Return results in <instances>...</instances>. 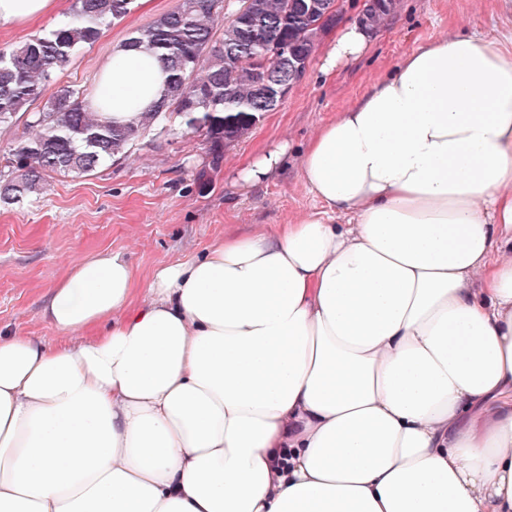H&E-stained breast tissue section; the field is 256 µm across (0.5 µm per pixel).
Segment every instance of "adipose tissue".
<instances>
[{
	"mask_svg": "<svg viewBox=\"0 0 512 512\" xmlns=\"http://www.w3.org/2000/svg\"><path fill=\"white\" fill-rule=\"evenodd\" d=\"M340 28L320 70L366 55ZM127 90L168 74L117 47ZM323 203L149 277L73 261L50 345L0 334V512H512V45L420 46L323 123Z\"/></svg>",
	"mask_w": 512,
	"mask_h": 512,
	"instance_id": "ef3b65f1",
	"label": "adipose tissue"
}]
</instances>
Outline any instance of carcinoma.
Wrapping results in <instances>:
<instances>
[{
  "mask_svg": "<svg viewBox=\"0 0 512 512\" xmlns=\"http://www.w3.org/2000/svg\"><path fill=\"white\" fill-rule=\"evenodd\" d=\"M338 0H251L248 14L224 21L223 0H178L170 11L129 38L159 53L168 72L163 99L130 125L103 123L92 103L104 108L111 96L100 88L60 85L64 70L103 26L126 16L134 0H74L67 20L34 34L10 50L0 49V126L10 127L29 113L25 131L11 143L0 165V205L11 206L46 192L45 176L81 177L101 164L121 159L147 132L169 133L158 122L184 120L186 132L210 143L208 168L224 160V145L249 134L269 111L258 85L269 78L293 86L301 80L285 63L265 64L270 44L294 58L311 57L318 34L333 27Z\"/></svg>",
  "mask_w": 512,
  "mask_h": 512,
  "instance_id": "1",
  "label": "carcinoma"
}]
</instances>
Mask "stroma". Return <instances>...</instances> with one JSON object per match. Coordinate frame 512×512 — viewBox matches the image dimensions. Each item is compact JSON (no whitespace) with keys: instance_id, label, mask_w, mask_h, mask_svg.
<instances>
[{"instance_id":"obj_1","label":"stroma","mask_w":512,"mask_h":512,"mask_svg":"<svg viewBox=\"0 0 512 512\" xmlns=\"http://www.w3.org/2000/svg\"><path fill=\"white\" fill-rule=\"evenodd\" d=\"M177 0H151L103 27L57 81L91 83L115 46L174 8ZM512 24V0H396L373 31L372 49L361 59L324 76L311 58L303 79L279 109L266 113L243 139L224 149L209 184L198 172L208 164L203 136L181 131L140 137L131 154L104 163L90 175L48 177L40 198L0 207V333H23L48 344L62 335L44 308L73 259L125 251L139 277L190 258L225 234L272 230L317 208L300 176V153L318 127L357 101L387 69L420 45L451 35L497 38ZM287 142L288 154L274 176L238 185L241 160L261 146Z\"/></svg>"}]
</instances>
